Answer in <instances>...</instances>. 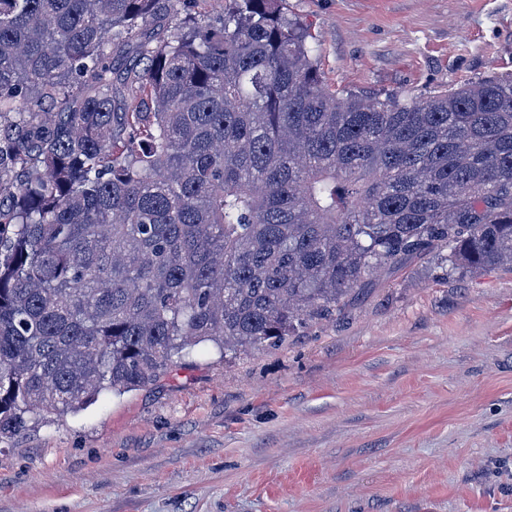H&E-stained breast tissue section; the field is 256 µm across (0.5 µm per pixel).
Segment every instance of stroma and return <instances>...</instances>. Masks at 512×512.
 Here are the masks:
<instances>
[{"instance_id": "1", "label": "stroma", "mask_w": 512, "mask_h": 512, "mask_svg": "<svg viewBox=\"0 0 512 512\" xmlns=\"http://www.w3.org/2000/svg\"><path fill=\"white\" fill-rule=\"evenodd\" d=\"M336 92L512 77V0H283ZM150 20L114 51L170 40ZM0 512H512V266L385 267L275 347H189L151 384L0 442Z\"/></svg>"}]
</instances>
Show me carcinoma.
I'll list each match as a JSON object with an SVG mask.
<instances>
[{
	"instance_id": "1",
	"label": "carcinoma",
	"mask_w": 512,
	"mask_h": 512,
	"mask_svg": "<svg viewBox=\"0 0 512 512\" xmlns=\"http://www.w3.org/2000/svg\"><path fill=\"white\" fill-rule=\"evenodd\" d=\"M198 2L0 0L1 440L192 343L275 346L384 266L512 263V78L338 97L278 0ZM172 26L173 24H170V21L165 16L150 20L142 26L138 34L136 33L135 36L128 39L122 46L114 49L112 57L114 54L116 67L122 71L124 67L138 58V45L141 40L149 39L154 46L170 40L173 33Z\"/></svg>"
}]
</instances>
